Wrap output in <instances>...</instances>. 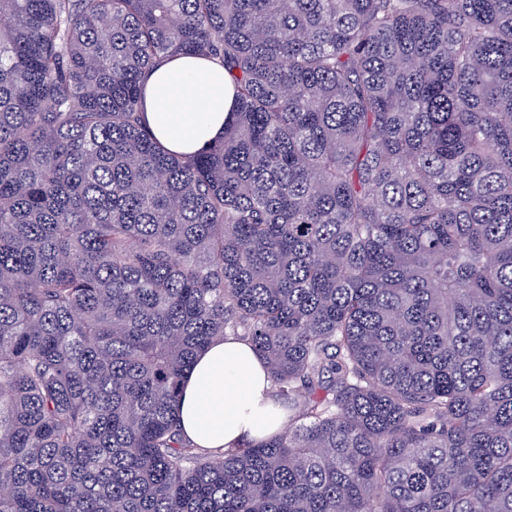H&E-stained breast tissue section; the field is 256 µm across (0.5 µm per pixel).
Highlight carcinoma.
Wrapping results in <instances>:
<instances>
[{
  "label": "carcinoma",
  "mask_w": 512,
  "mask_h": 512,
  "mask_svg": "<svg viewBox=\"0 0 512 512\" xmlns=\"http://www.w3.org/2000/svg\"><path fill=\"white\" fill-rule=\"evenodd\" d=\"M224 336L288 427L199 448ZM0 512H512V0H0ZM232 108L228 75L203 57L176 55L159 65L144 86L146 122L173 152L193 155L222 137Z\"/></svg>",
  "instance_id": "obj_1"
}]
</instances>
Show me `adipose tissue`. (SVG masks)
<instances>
[{
  "label": "adipose tissue",
  "mask_w": 512,
  "mask_h": 512,
  "mask_svg": "<svg viewBox=\"0 0 512 512\" xmlns=\"http://www.w3.org/2000/svg\"><path fill=\"white\" fill-rule=\"evenodd\" d=\"M233 108V86L209 59L177 55L148 77L145 119L174 152L192 155L224 134ZM184 435L202 448L260 443L279 433L286 416L274 406L263 360L234 337L213 340L188 373L179 403Z\"/></svg>",
  "instance_id": "obj_1"
}]
</instances>
